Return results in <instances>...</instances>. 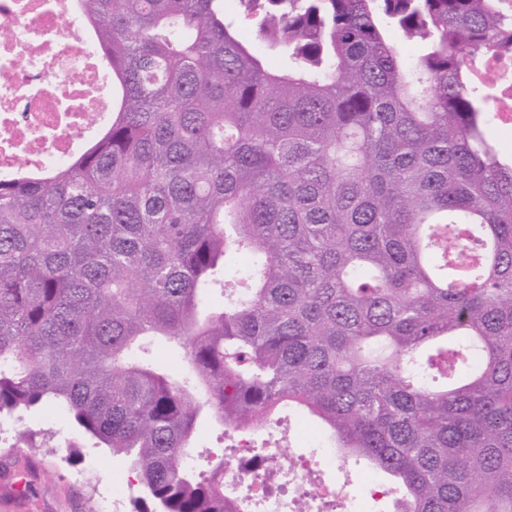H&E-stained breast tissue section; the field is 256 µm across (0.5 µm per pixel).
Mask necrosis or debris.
I'll return each mask as SVG.
<instances>
[{"label":"necrosis or debris","instance_id":"1","mask_svg":"<svg viewBox=\"0 0 512 512\" xmlns=\"http://www.w3.org/2000/svg\"><path fill=\"white\" fill-rule=\"evenodd\" d=\"M0 179L67 162L80 137L112 112V79L76 0H0ZM253 443L238 439L224 463V491L245 493L242 512H297L300 502H337L366 512L343 488L299 471L284 445L271 446L264 467L250 465Z\"/></svg>","mask_w":512,"mask_h":512}]
</instances>
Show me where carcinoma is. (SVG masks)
Segmentation results:
<instances>
[{"mask_svg":"<svg viewBox=\"0 0 512 512\" xmlns=\"http://www.w3.org/2000/svg\"><path fill=\"white\" fill-rule=\"evenodd\" d=\"M239 4L281 67L222 0H80L112 117L0 179V416L54 402L135 512H240L181 466L198 418L285 406L401 512H512V159L476 82L512 79V0ZM155 361L171 373L181 371L184 365L183 352L167 345H158L153 353Z\"/></svg>","mask_w":512,"mask_h":512,"instance_id":"obj_1","label":"carcinoma"}]
</instances>
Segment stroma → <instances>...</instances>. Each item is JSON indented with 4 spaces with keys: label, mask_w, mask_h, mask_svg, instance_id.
Instances as JSON below:
<instances>
[{
    "label": "stroma",
    "mask_w": 512,
    "mask_h": 512,
    "mask_svg": "<svg viewBox=\"0 0 512 512\" xmlns=\"http://www.w3.org/2000/svg\"><path fill=\"white\" fill-rule=\"evenodd\" d=\"M280 417L282 425L275 434L287 437L298 465L314 476L347 485L350 492L364 487V462H329L322 452L323 433L307 431L299 413L284 410ZM21 429L31 433L28 443H17ZM73 448L78 451L74 457L69 454ZM118 478L125 493L116 504L112 487ZM139 494L127 464L79 432L53 406L44 405L19 419L0 418V512H132Z\"/></svg>",
    "instance_id": "stroma-1"
}]
</instances>
